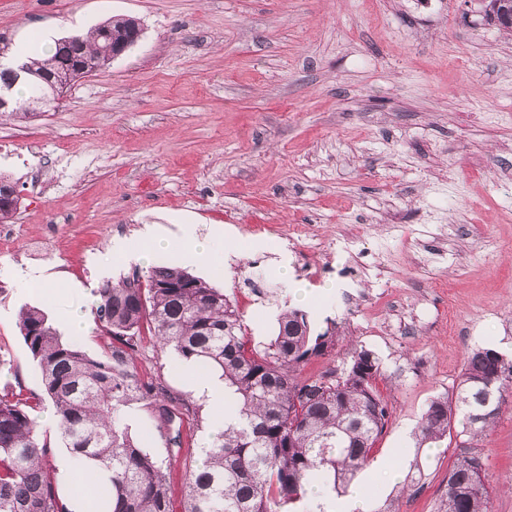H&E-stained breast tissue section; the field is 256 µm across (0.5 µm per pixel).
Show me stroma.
<instances>
[{
	"instance_id": "obj_1",
	"label": "stroma",
	"mask_w": 512,
	"mask_h": 512,
	"mask_svg": "<svg viewBox=\"0 0 512 512\" xmlns=\"http://www.w3.org/2000/svg\"><path fill=\"white\" fill-rule=\"evenodd\" d=\"M128 16L142 37L107 69L54 111L0 119L14 145L0 179L21 197L0 223V390L40 385L22 308L60 326L83 314L81 343L98 352L97 288L146 270L115 260V241L138 251L158 225L177 262L179 227L194 224L216 254L191 273L224 291L254 343L296 283L316 330L336 332L302 377L355 349L380 359L391 417L372 456L405 469L398 485L370 481L372 504L441 512L466 437L417 445L421 417L468 351L512 358V35L479 0H0V36L27 47ZM132 362L191 395L151 347ZM476 452L493 512H512L511 405Z\"/></svg>"
}]
</instances>
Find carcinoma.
Returning a JSON list of instances; mask_svg holds the SVG:
<instances>
[{"label": "carcinoma", "mask_w": 512, "mask_h": 512, "mask_svg": "<svg viewBox=\"0 0 512 512\" xmlns=\"http://www.w3.org/2000/svg\"><path fill=\"white\" fill-rule=\"evenodd\" d=\"M487 21L512 32L504 19L512 0H482ZM134 18H109L57 40L53 54L25 60L28 71H76L87 77L112 62L108 45L133 33ZM21 83L26 108L43 111L56 97L43 81ZM100 351L91 354L66 340L39 307L21 311L19 328L40 373V389L0 391V512H72L60 495L49 431L36 421L44 402L54 410L52 432L74 458L107 473V512H293L313 485L347 493L370 465L371 449L390 418L373 388L381 364L368 350L354 351L340 372L300 378L306 362L335 346L334 334L317 333L305 312L288 308L276 335L263 348L245 335L241 316L224 292L160 261L147 274L106 281L97 290ZM171 352L183 364L217 374L236 422L210 435L197 458L183 448L184 418L193 402L172 392L162 374L142 379L132 356L144 343ZM493 384L494 396L485 399ZM512 399V359L492 348L467 352L462 374L448 395L430 401L416 436L419 443L447 438L455 421L474 440L493 425ZM140 404L165 438L167 458L146 449L131 431L125 409ZM182 459L181 508L173 500L169 462ZM444 512H492L485 463L476 453L459 456L448 471Z\"/></svg>", "instance_id": "carcinoma-1"}]
</instances>
